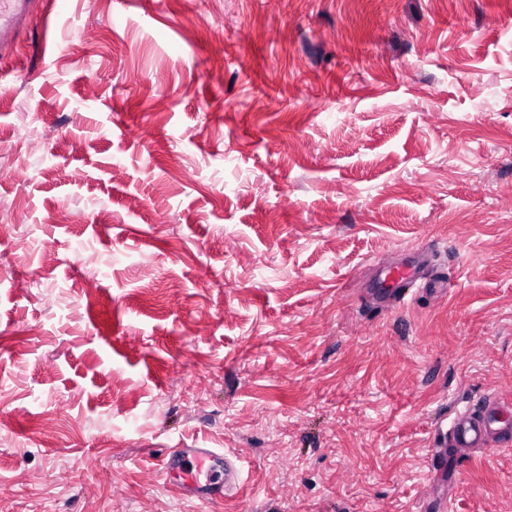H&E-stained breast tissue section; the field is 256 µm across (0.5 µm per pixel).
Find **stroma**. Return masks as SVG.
I'll return each instance as SVG.
<instances>
[{
	"instance_id": "1",
	"label": "stroma",
	"mask_w": 512,
	"mask_h": 512,
	"mask_svg": "<svg viewBox=\"0 0 512 512\" xmlns=\"http://www.w3.org/2000/svg\"><path fill=\"white\" fill-rule=\"evenodd\" d=\"M17 28L0 512H512V451L443 485L434 457L451 407L512 406V0H68ZM429 241L446 289L374 304ZM179 443L238 458L232 502L172 494Z\"/></svg>"
}]
</instances>
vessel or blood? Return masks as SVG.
Returning <instances> with one entry per match:
<instances>
[{"instance_id":"vessel-or-blood-1","label":"vessel or blood","mask_w":512,"mask_h":512,"mask_svg":"<svg viewBox=\"0 0 512 512\" xmlns=\"http://www.w3.org/2000/svg\"><path fill=\"white\" fill-rule=\"evenodd\" d=\"M437 250L436 245L416 249L405 263L386 269L381 293L391 302H402L413 289L425 287L420 273ZM512 441V409L492 398H480L465 411L454 412L443 442L437 449L442 460L453 459L458 448H490L494 441ZM171 491L180 498L203 503L229 500L239 482L236 459L212 448L172 449L161 461Z\"/></svg>"}]
</instances>
